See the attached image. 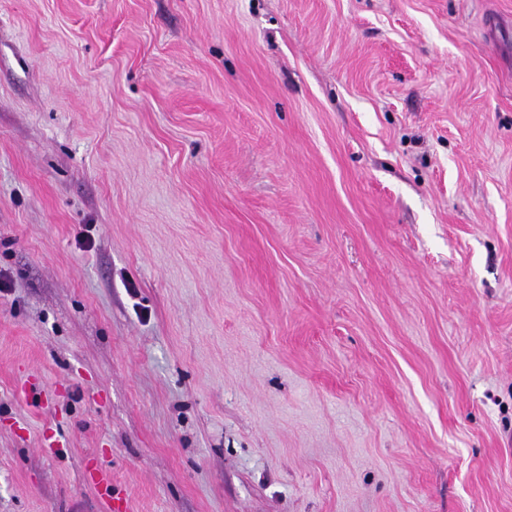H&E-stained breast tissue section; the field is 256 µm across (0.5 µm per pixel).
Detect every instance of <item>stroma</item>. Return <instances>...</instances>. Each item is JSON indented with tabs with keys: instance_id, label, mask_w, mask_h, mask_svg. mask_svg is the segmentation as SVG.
<instances>
[{
	"instance_id": "stroma-1",
	"label": "stroma",
	"mask_w": 512,
	"mask_h": 512,
	"mask_svg": "<svg viewBox=\"0 0 512 512\" xmlns=\"http://www.w3.org/2000/svg\"><path fill=\"white\" fill-rule=\"evenodd\" d=\"M115 498L512 512V0H0V512Z\"/></svg>"
}]
</instances>
